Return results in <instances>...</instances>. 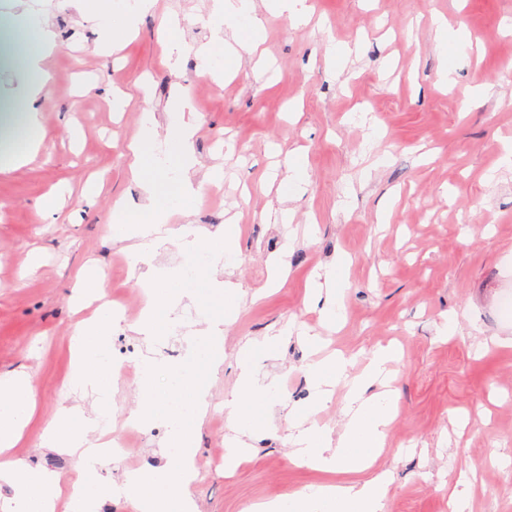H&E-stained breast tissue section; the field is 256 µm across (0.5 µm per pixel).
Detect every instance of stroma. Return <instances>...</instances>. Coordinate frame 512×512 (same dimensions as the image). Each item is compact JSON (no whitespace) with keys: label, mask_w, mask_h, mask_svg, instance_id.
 <instances>
[{"label":"stroma","mask_w":512,"mask_h":512,"mask_svg":"<svg viewBox=\"0 0 512 512\" xmlns=\"http://www.w3.org/2000/svg\"><path fill=\"white\" fill-rule=\"evenodd\" d=\"M16 0H0V105L13 109V141L30 130L14 98L25 73L24 54L40 47L37 33L12 26ZM57 33L46 59L52 80L41 100L44 138L27 164L0 171V376L25 371L37 407L13 458L61 476L57 501L66 504L78 456L39 445L43 427L60 405L94 414L93 396L68 386L75 325L90 314L71 301L83 267L106 275L105 290L123 291L138 318L142 290L129 271L127 242L110 233L116 204L147 203L130 169L127 145L142 115L163 116L175 94L186 95L199 127L198 160L223 166L229 179L205 186L189 216L214 229L226 212L238 218V255L232 280L244 295L224 332V367L212 382L208 413L195 433L198 477L191 488L198 512H247L255 502L300 492L326 479L288 457V407L311 393L306 366L312 349L297 339L278 357L260 361L275 377L278 402L253 442V457L224 471L230 435L224 401L233 389L236 353L246 340L294 324L318 327L307 306L315 271L349 254L346 323L322 336L324 353L355 352L397 344L401 360L394 383L399 412L375 469L394 482L385 512H451L448 501L461 473L471 472L472 512H512V315L502 298L512 292V170L500 168L502 141L512 140V0H309L313 15L294 28L283 16L264 14V48L271 74L243 63L215 81L194 55L170 69L162 34L170 16L194 48L208 43L212 0H158L140 17L138 34L117 55L94 50L97 31L62 0H39ZM443 16L467 30L472 42L452 84L441 80L432 19ZM358 46L332 71L331 57ZM489 87L471 103V86ZM123 92L125 112H112L108 94ZM82 129L79 140L71 123ZM308 156L310 184L294 202L292 225L273 212L277 192L270 173L283 170L289 150ZM386 163L372 168L375 155ZM102 189L94 203L80 189L91 174ZM73 188L56 221L39 203L56 184ZM40 249L45 263L27 266ZM285 256L289 273L269 280L270 258ZM178 326L148 344L115 326L108 338L117 371L112 378L111 430L120 456L100 479L122 485L138 470L170 464L154 425L131 433L127 419L146 393L139 383L144 360L179 363L199 315L179 308ZM453 335L442 336L447 318ZM470 413L456 432L453 416Z\"/></svg>","instance_id":"stroma-1"}]
</instances>
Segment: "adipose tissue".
I'll return each instance as SVG.
<instances>
[{
    "label": "adipose tissue",
    "mask_w": 512,
    "mask_h": 512,
    "mask_svg": "<svg viewBox=\"0 0 512 512\" xmlns=\"http://www.w3.org/2000/svg\"><path fill=\"white\" fill-rule=\"evenodd\" d=\"M85 21L96 27L103 46H111V18L121 16L125 31L137 28L141 15L150 12L157 0H137L128 7L126 0H73ZM288 15L294 25L308 23V0H215L209 21L211 41L196 50L202 62L223 58L229 70H239L244 57L254 60L255 69L264 61L257 52L262 43L263 22L259 9ZM13 22L17 27L39 32L41 47L23 59L25 71L33 81L23 82L16 100L27 112L30 127L39 128V103L51 75L44 66L46 56L56 47L55 34L47 16L29 0H20ZM308 162L304 153L290 151L285 173L278 188V200L285 203L284 221H292L288 202L299 198L308 184ZM352 260L337 255L324 273L323 281L311 284L308 300L318 307L323 321L330 326L340 323L343 311L340 299L349 288L348 272ZM281 329L246 342L236 356L238 377L225 405L229 410L233 434L224 455V470L231 473L251 456V440L265 423V412L275 398V386L258 369L260 360L276 356L288 336ZM400 352L394 345L377 346L363 369H356L355 357L336 353L313 362L308 373L313 385L311 398L303 405L288 409L291 428L290 456L300 465L336 474L337 479L297 495H287L254 503L251 512H384L390 486L387 473L366 481L356 480V473L371 469L386 446L389 428L397 414V402L390 387L393 367ZM347 389L346 420L340 431L322 429L310 418L330 402L336 387ZM36 394L26 372L0 377V447H14L34 414ZM0 481L12 489L11 497L0 503V512H54L55 492L60 477L55 472L30 466L13 459L0 462Z\"/></svg>",
    "instance_id": "adipose-tissue-1"
}]
</instances>
